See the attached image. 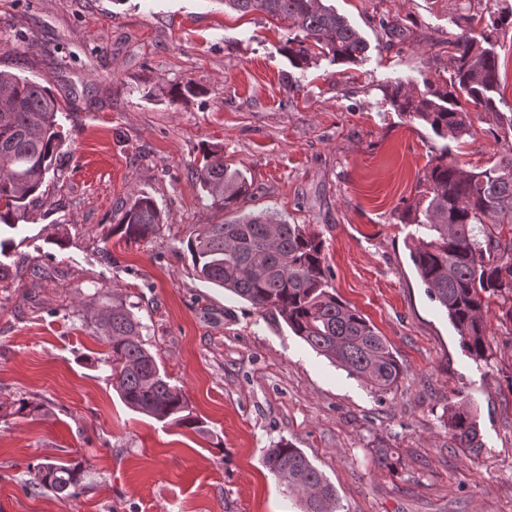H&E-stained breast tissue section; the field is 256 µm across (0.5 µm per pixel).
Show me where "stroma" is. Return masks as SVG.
Returning a JSON list of instances; mask_svg holds the SVG:
<instances>
[{
  "label": "stroma",
  "instance_id": "1",
  "mask_svg": "<svg viewBox=\"0 0 512 512\" xmlns=\"http://www.w3.org/2000/svg\"><path fill=\"white\" fill-rule=\"evenodd\" d=\"M329 3L366 40L361 62L294 67L284 22L220 0H0V69L73 104L59 169L0 257V512H300L263 464L283 440L332 484L338 512H512V330L489 299L491 354L474 362L417 276L404 222L437 157L480 171L503 146L484 123L441 138L385 96L449 79L455 2ZM186 81L198 95L171 103ZM213 145L248 182L240 210L323 240L337 295L401 365L397 388L375 395L276 312L195 275L188 239L230 217L195 175ZM136 194L165 224L139 242L109 235ZM116 293L199 427L121 401L93 320ZM459 400L477 447L445 426ZM47 459L84 463L77 496L29 489L28 465Z\"/></svg>",
  "mask_w": 512,
  "mask_h": 512
}]
</instances>
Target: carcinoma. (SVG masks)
Segmentation results:
<instances>
[{"label": "carcinoma", "mask_w": 512, "mask_h": 512, "mask_svg": "<svg viewBox=\"0 0 512 512\" xmlns=\"http://www.w3.org/2000/svg\"><path fill=\"white\" fill-rule=\"evenodd\" d=\"M241 13H263L289 30L288 59L304 68L317 55L338 64L363 60L367 43L326 0H219ZM462 33L449 43V81L428 85L416 94L402 83L385 90L390 104L443 138L469 133L473 118L467 105L495 123L494 138L512 114L499 110L494 97L499 64L485 47L490 35L512 30V9L456 4ZM479 33H474L477 25ZM64 108L47 87L10 71H0V227L14 228L27 207L44 195L42 187L55 168L65 141ZM214 202L234 216L205 224L187 242L197 276L247 300L257 309L278 313L293 334L317 354L343 369L377 395L396 386L403 370L387 342L356 308L336 295L325 263L324 246L303 224H289L269 213H243L239 200L248 192L244 176L224 165V151L207 149L196 171ZM415 226L410 258L431 299L447 313L461 346L474 361L488 359L490 343L485 300H500L498 321L512 327V146L479 172L462 169L441 156L424 175L421 201L407 214ZM163 217L152 198L134 195L112 233L130 240L156 233ZM98 321L106 333L112 379L124 403L160 422L198 426L188 398L161 374L141 339L142 324L118 295ZM448 433L461 448L479 439L478 425L463 402L448 406ZM265 467L297 496L302 512H336V490L301 449L282 441L267 449ZM85 468L77 463L45 461L28 468L33 491L51 490L69 497L78 490Z\"/></svg>", "instance_id": "cac0c4a2"}]
</instances>
